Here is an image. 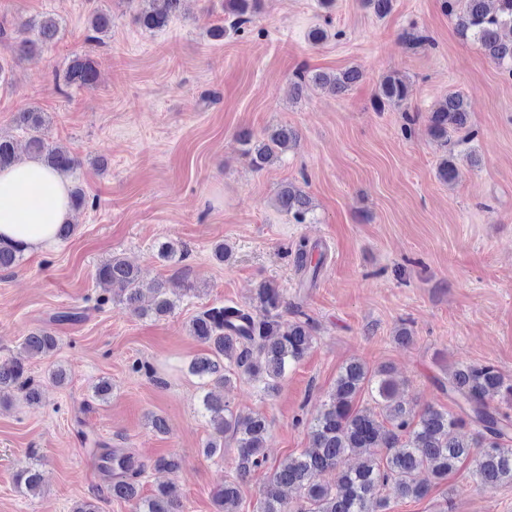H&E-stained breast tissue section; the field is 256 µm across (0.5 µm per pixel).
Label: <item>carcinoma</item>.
<instances>
[{"label":"carcinoma","instance_id":"1","mask_svg":"<svg viewBox=\"0 0 512 512\" xmlns=\"http://www.w3.org/2000/svg\"><path fill=\"white\" fill-rule=\"evenodd\" d=\"M140 2L133 18L140 27L162 30L178 16L182 0H128ZM442 0L443 10L455 19L458 35L476 44L495 64L512 74V0ZM259 0H225L224 12L232 17L230 28H238L253 20ZM112 25V17L103 12L92 15L89 40L103 43L102 35ZM34 32L32 38L5 43L7 34L0 28V41L11 54L27 57L44 45L56 41L61 32L60 20L46 14L19 24L18 32ZM99 77V63L90 54H76L68 66L55 75L64 86L92 87ZM362 79L355 67L338 73L300 70L291 80L292 91L299 98L306 88L314 86L334 95L345 94ZM409 93L405 78L387 74L379 80L374 95V108L382 112L403 102ZM467 98L450 93L438 101L428 117L431 137L446 147L451 143L449 130L465 131L471 140L476 132L469 125ZM18 126L29 133V157L44 162L57 172L71 177L79 166L69 150L52 145L43 137L44 113L29 107L18 113ZM297 131L288 125L267 128L264 137L255 139L249 133L240 135L243 154L250 165L262 170L274 164L296 143ZM18 162L13 140L0 136V169ZM459 171L454 153L442 158L437 176L451 183ZM276 208L297 224L306 222L313 211L308 194L299 186L287 183L275 198ZM23 250L16 244L0 241V270L16 266ZM318 258H313V254ZM296 267L301 273L300 287L312 288L323 268V254L318 245L302 240L296 249ZM96 282L105 296L98 302H118L139 317H161L171 313L178 293L164 283L143 287L138 268L128 259L113 256L96 269ZM285 303L276 284L264 281L255 290L248 307L214 306L197 314L189 332L206 354L189 364L191 374L205 388L200 409L211 428L204 454L208 458L224 454V435L229 433L237 444L235 476L224 480L213 493L217 512H238L241 483L267 463L262 452L269 424L260 414H240L207 387H226L235 377H248L263 383L266 394L273 393L288 369L299 363L313 345V328L309 320L297 319L288 325L281 322L280 309ZM58 347L52 333L39 330L24 338V359L0 362V397L20 390L31 403L40 400L41 392L28 375L27 360L45 357ZM402 383L388 366L375 370L358 361L344 365L333 392L317 414L307 422L310 447L298 455H289L272 467L260 500V512H384L388 506L382 491L390 486L401 497L420 499L428 493L429 479L444 480L459 463L473 462L471 476L486 489L512 484V415L490 403L497 396L512 402V380L505 378L491 363L457 364L448 376V397L462 414L427 407L416 414L400 398ZM371 393L379 412L355 405L363 391ZM358 457L350 466L346 460ZM93 457L112 498L131 502L135 512H180L181 502L171 485H162L156 493L139 495L140 478L145 464L135 454L121 448L94 442ZM337 473L332 484H323L318 476L324 471ZM42 473L29 468L17 477V483L28 496L36 495L42 485ZM298 493L296 505H290L284 489Z\"/></svg>","mask_w":512,"mask_h":512}]
</instances>
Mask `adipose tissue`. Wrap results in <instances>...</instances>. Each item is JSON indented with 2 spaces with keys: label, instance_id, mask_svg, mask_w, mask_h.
I'll list each match as a JSON object with an SVG mask.
<instances>
[{
  "label": "adipose tissue",
  "instance_id": "ef3b65f1",
  "mask_svg": "<svg viewBox=\"0 0 512 512\" xmlns=\"http://www.w3.org/2000/svg\"><path fill=\"white\" fill-rule=\"evenodd\" d=\"M70 183L36 160H24L0 170V240L20 244L27 252L40 253L58 243L57 229L69 223L73 212ZM39 197L31 207V197ZM9 206H2V199Z\"/></svg>",
  "mask_w": 512,
  "mask_h": 512
}]
</instances>
